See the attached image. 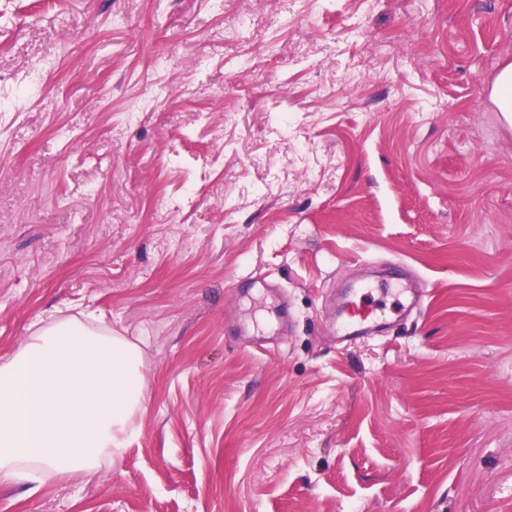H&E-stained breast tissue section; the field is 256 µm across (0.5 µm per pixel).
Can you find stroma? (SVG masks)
I'll return each mask as SVG.
<instances>
[{
  "label": "stroma",
  "instance_id": "stroma-1",
  "mask_svg": "<svg viewBox=\"0 0 512 512\" xmlns=\"http://www.w3.org/2000/svg\"><path fill=\"white\" fill-rule=\"evenodd\" d=\"M508 64L512 0H0V362L92 310L146 380L0 512H512ZM493 93L501 112L508 123L512 120V64L505 66L498 74Z\"/></svg>",
  "mask_w": 512,
  "mask_h": 512
}]
</instances>
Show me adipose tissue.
<instances>
[{"label": "adipose tissue", "instance_id": "obj_1", "mask_svg": "<svg viewBox=\"0 0 512 512\" xmlns=\"http://www.w3.org/2000/svg\"><path fill=\"white\" fill-rule=\"evenodd\" d=\"M143 351L90 315L30 328L0 362V484L64 478L121 456L145 399Z\"/></svg>", "mask_w": 512, "mask_h": 512}]
</instances>
